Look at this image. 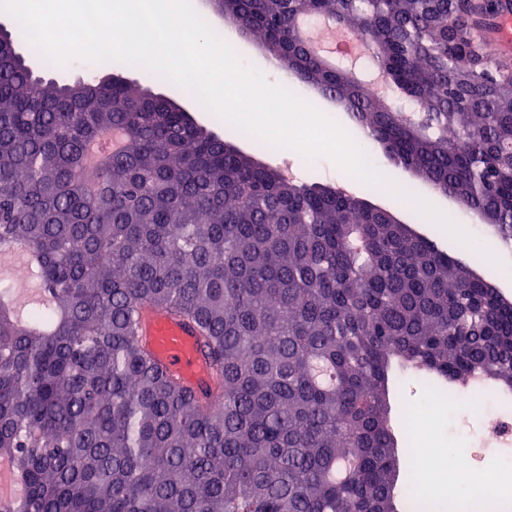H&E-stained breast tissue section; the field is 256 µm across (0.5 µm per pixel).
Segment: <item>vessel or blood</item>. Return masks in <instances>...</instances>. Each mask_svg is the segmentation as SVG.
Instances as JSON below:
<instances>
[{
	"label": "vessel or blood",
	"instance_id": "vessel-or-blood-1",
	"mask_svg": "<svg viewBox=\"0 0 512 512\" xmlns=\"http://www.w3.org/2000/svg\"><path fill=\"white\" fill-rule=\"evenodd\" d=\"M137 319L141 336L165 367L190 385L215 386L196 335L188 325L147 304L139 307Z\"/></svg>",
	"mask_w": 512,
	"mask_h": 512
}]
</instances>
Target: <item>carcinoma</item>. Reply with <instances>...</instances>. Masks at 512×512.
<instances>
[{
    "instance_id": "carcinoma-1",
    "label": "carcinoma",
    "mask_w": 512,
    "mask_h": 512,
    "mask_svg": "<svg viewBox=\"0 0 512 512\" xmlns=\"http://www.w3.org/2000/svg\"><path fill=\"white\" fill-rule=\"evenodd\" d=\"M215 5L512 247L502 0ZM301 15L355 34L386 93L325 60ZM235 137L119 75L44 82L0 49V242L36 253L50 298L25 319L0 304V457L25 483L0 512H400L394 371L512 391V303L477 261ZM143 302L197 331L218 392L156 358Z\"/></svg>"
}]
</instances>
